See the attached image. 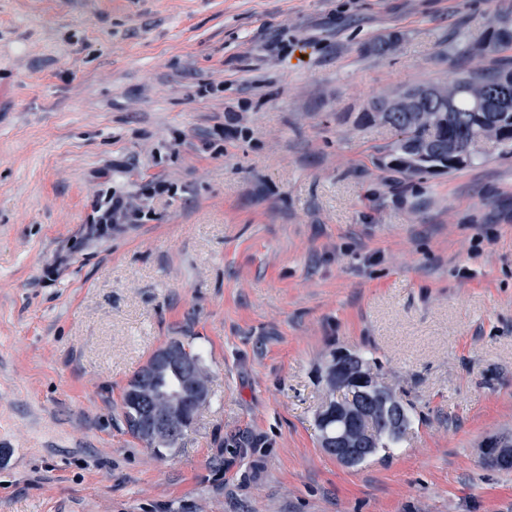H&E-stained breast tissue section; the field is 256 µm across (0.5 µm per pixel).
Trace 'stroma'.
Segmentation results:
<instances>
[{
	"label": "stroma",
	"mask_w": 512,
	"mask_h": 512,
	"mask_svg": "<svg viewBox=\"0 0 512 512\" xmlns=\"http://www.w3.org/2000/svg\"><path fill=\"white\" fill-rule=\"evenodd\" d=\"M503 4L0 0V512H512V155L407 179L358 121ZM117 161L174 193L86 240ZM173 339L210 395L155 448L122 398ZM336 349L413 407L356 467L316 425ZM411 410L412 406L409 404V408L406 405L404 409V420L401 428H396L392 425L391 421L384 416H379L375 422V426L377 428V436L375 441L369 446L370 450L368 452L369 458L375 455L379 449H390L395 448L407 430L410 428L412 424L411 418ZM368 458V459H369ZM496 445L497 448H482V452L486 454H491V456L498 458L501 462L510 464L512 463V447L511 444H500L499 442ZM491 456H482L483 463L491 468L500 470V471H509L512 470V465H502L496 459Z\"/></svg>",
	"instance_id": "stroma-1"
}]
</instances>
